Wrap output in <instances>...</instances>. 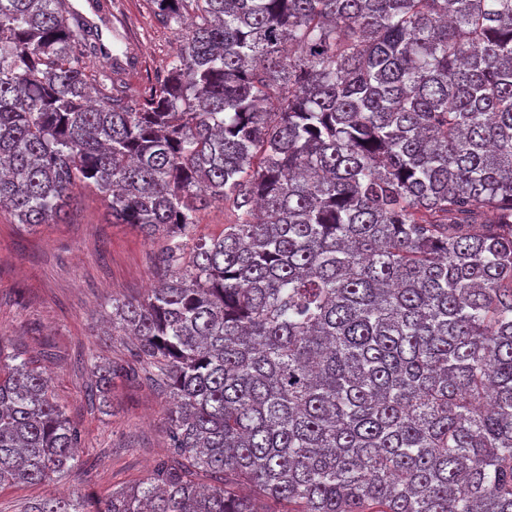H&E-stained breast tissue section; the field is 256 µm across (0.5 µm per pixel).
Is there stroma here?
I'll list each match as a JSON object with an SVG mask.
<instances>
[{
    "instance_id": "1",
    "label": "stroma",
    "mask_w": 512,
    "mask_h": 512,
    "mask_svg": "<svg viewBox=\"0 0 512 512\" xmlns=\"http://www.w3.org/2000/svg\"><path fill=\"white\" fill-rule=\"evenodd\" d=\"M111 41L112 11L123 6L139 45L140 71L122 84L139 98L163 75L178 42L161 24L152 0H72ZM160 241L127 224H116L106 201L76 190L57 223L28 227L0 213V336L14 350L48 366L52 389L80 429L79 459L57 486L69 497H102L112 488L147 477L168 453L166 396L144 382L116 380L111 413L88 399V354L128 356L126 342L105 336L113 298L146 295L156 280Z\"/></svg>"
}]
</instances>
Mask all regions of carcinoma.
I'll return each instance as SVG.
<instances>
[{"label":"carcinoma","instance_id":"1","mask_svg":"<svg viewBox=\"0 0 512 512\" xmlns=\"http://www.w3.org/2000/svg\"><path fill=\"white\" fill-rule=\"evenodd\" d=\"M152 2L179 48L133 101L70 0H0V212L90 188L163 240L85 364L164 390L170 456L26 512H512V0ZM81 440L0 336V489ZM224 229V205L215 204L199 217V224L196 228L197 236L218 235Z\"/></svg>","mask_w":512,"mask_h":512}]
</instances>
